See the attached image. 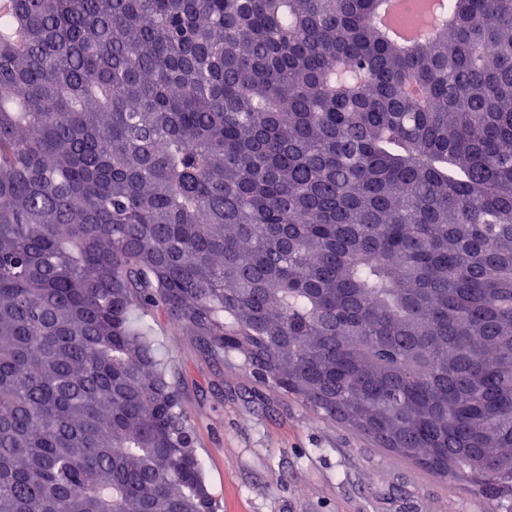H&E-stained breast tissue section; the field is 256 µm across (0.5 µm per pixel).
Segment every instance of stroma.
<instances>
[{
	"label": "stroma",
	"mask_w": 512,
	"mask_h": 512,
	"mask_svg": "<svg viewBox=\"0 0 512 512\" xmlns=\"http://www.w3.org/2000/svg\"><path fill=\"white\" fill-rule=\"evenodd\" d=\"M143 320L179 388L217 512H486L467 485L322 418L235 360L213 364L163 314Z\"/></svg>",
	"instance_id": "35a3bbf8"
}]
</instances>
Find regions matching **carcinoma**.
<instances>
[{
  "mask_svg": "<svg viewBox=\"0 0 512 512\" xmlns=\"http://www.w3.org/2000/svg\"><path fill=\"white\" fill-rule=\"evenodd\" d=\"M381 2L0 0V512H216L150 309L512 512V0ZM439 1L427 0H383L381 19L393 35L403 43H411L421 37L424 30L438 18ZM414 16H423L424 22L414 23ZM427 23L423 26V24Z\"/></svg>",
  "mask_w": 512,
  "mask_h": 512,
  "instance_id": "cac0c4a2",
  "label": "carcinoma"
}]
</instances>
